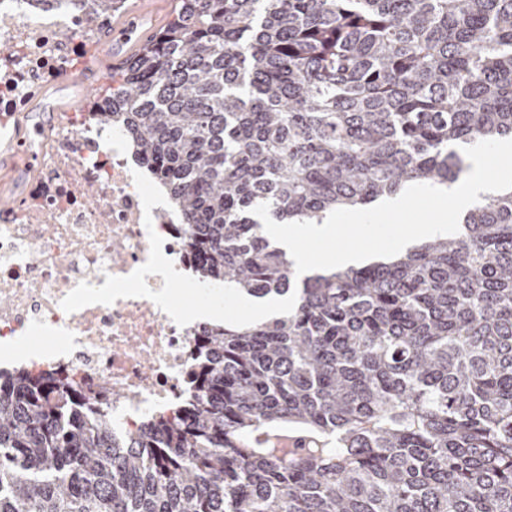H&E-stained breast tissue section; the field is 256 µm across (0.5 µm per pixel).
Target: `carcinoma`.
I'll return each mask as SVG.
<instances>
[{
  "mask_svg": "<svg viewBox=\"0 0 512 512\" xmlns=\"http://www.w3.org/2000/svg\"><path fill=\"white\" fill-rule=\"evenodd\" d=\"M101 111L183 219L196 278L294 302L198 339L133 436L66 373L0 372V512H512V190L395 260L297 278L304 221L512 138V0H178Z\"/></svg>",
  "mask_w": 512,
  "mask_h": 512,
  "instance_id": "cac0c4a2",
  "label": "carcinoma"
}]
</instances>
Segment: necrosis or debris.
<instances>
[{"instance_id": "4bbe7bcc", "label": "necrosis or debris", "mask_w": 512, "mask_h": 512, "mask_svg": "<svg viewBox=\"0 0 512 512\" xmlns=\"http://www.w3.org/2000/svg\"><path fill=\"white\" fill-rule=\"evenodd\" d=\"M111 22L34 0H0V350L5 368L70 374L118 434L178 411L206 323L181 304L194 257L170 202L136 165L124 133L92 112L33 107L69 91L63 74ZM52 337L33 347L32 339Z\"/></svg>"}]
</instances>
